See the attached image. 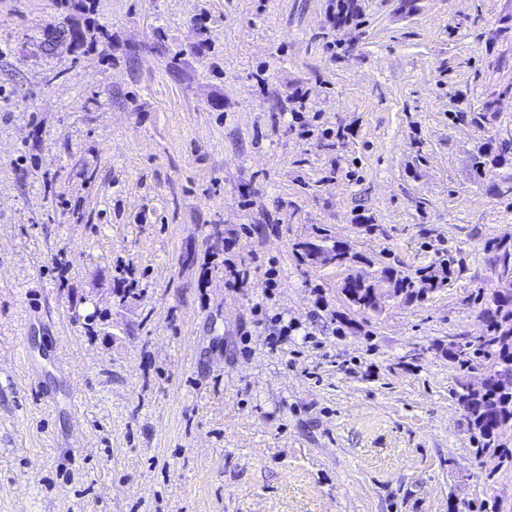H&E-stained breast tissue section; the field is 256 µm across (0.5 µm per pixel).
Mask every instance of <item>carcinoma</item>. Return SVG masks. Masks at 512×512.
Listing matches in <instances>:
<instances>
[{
	"mask_svg": "<svg viewBox=\"0 0 512 512\" xmlns=\"http://www.w3.org/2000/svg\"><path fill=\"white\" fill-rule=\"evenodd\" d=\"M313 245L325 252H334L345 258V263L358 261L341 242L327 244V238L319 237ZM487 252L493 271L500 264L512 260V240L493 238L488 241ZM454 275V258L449 255L413 273H405L395 268H383V278L393 289L396 300L411 301L435 292L448 285ZM342 291L350 305L361 312L380 314L383 307L377 305L375 288L371 284L360 283L345 278ZM495 310L489 316L483 335L455 347H448V356L461 368L473 362L485 361L489 364L483 388L462 390L458 399L463 403L469 417L470 427L484 448L508 447L512 433V293H497L494 298Z\"/></svg>",
	"mask_w": 512,
	"mask_h": 512,
	"instance_id": "obj_1",
	"label": "carcinoma"
}]
</instances>
